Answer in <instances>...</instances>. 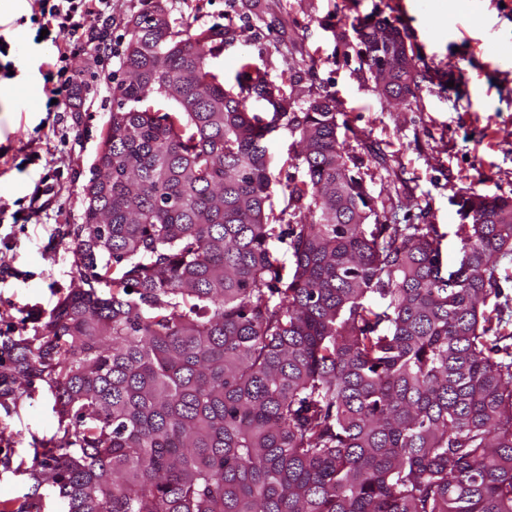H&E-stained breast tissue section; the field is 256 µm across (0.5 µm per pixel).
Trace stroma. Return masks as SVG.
<instances>
[{
    "label": "stroma",
    "instance_id": "obj_1",
    "mask_svg": "<svg viewBox=\"0 0 512 512\" xmlns=\"http://www.w3.org/2000/svg\"><path fill=\"white\" fill-rule=\"evenodd\" d=\"M175 28L232 25L235 40L209 64L236 83L243 62L280 80L307 62L302 90H329L341 104L345 138L357 155L376 151L373 197L391 200L393 224H435L443 261L462 253L456 197L466 190L512 197V0H159ZM144 0H109L80 45L35 43L34 0H0V37L16 74L0 76V336H34L58 299L79 281L69 248L87 207L90 178L112 110V89L125 77L131 21ZM377 14L405 38L424 90L409 105L389 104L358 56L354 23ZM464 26H456L457 18ZM66 51L79 96L67 112L28 108L29 91L46 96L45 75ZM53 200L27 222L40 177ZM54 396L44 382L0 402V503L25 512H63L50 469L34 456L61 437Z\"/></svg>",
    "mask_w": 512,
    "mask_h": 512
}]
</instances>
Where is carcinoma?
Masks as SVG:
<instances>
[{
    "label": "carcinoma",
    "instance_id": "1",
    "mask_svg": "<svg viewBox=\"0 0 512 512\" xmlns=\"http://www.w3.org/2000/svg\"><path fill=\"white\" fill-rule=\"evenodd\" d=\"M380 32L417 99L386 18L355 28L367 71ZM130 34L74 229L80 286L0 343V398L37 380L55 397L63 437L32 469L51 468L66 512H512L495 273L512 199L466 192L450 270L438 225L387 223L332 93L300 105L259 69L226 88L207 59L229 25L177 30L150 4ZM281 128L302 179L271 171Z\"/></svg>",
    "mask_w": 512,
    "mask_h": 512
}]
</instances>
